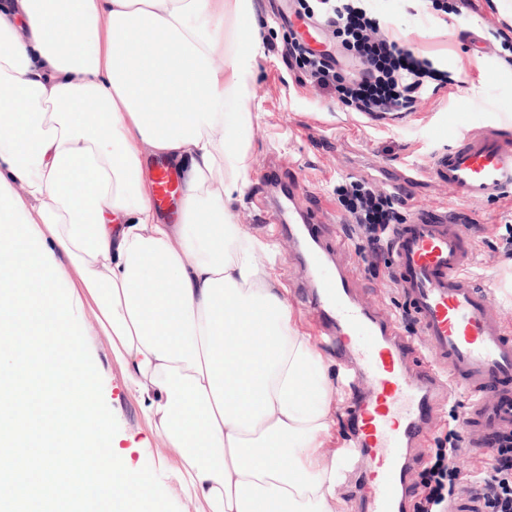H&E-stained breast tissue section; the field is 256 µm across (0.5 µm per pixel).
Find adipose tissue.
Returning <instances> with one entry per match:
<instances>
[{"label": "adipose tissue", "mask_w": 512, "mask_h": 512, "mask_svg": "<svg viewBox=\"0 0 512 512\" xmlns=\"http://www.w3.org/2000/svg\"><path fill=\"white\" fill-rule=\"evenodd\" d=\"M263 42L258 0H0V512H159L111 443L89 334L194 512H338L325 361L234 222ZM153 156L181 175L173 222ZM72 272L91 322L58 293Z\"/></svg>", "instance_id": "adipose-tissue-1"}]
</instances>
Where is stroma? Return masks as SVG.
<instances>
[{
  "instance_id": "1",
  "label": "stroma",
  "mask_w": 512,
  "mask_h": 512,
  "mask_svg": "<svg viewBox=\"0 0 512 512\" xmlns=\"http://www.w3.org/2000/svg\"><path fill=\"white\" fill-rule=\"evenodd\" d=\"M266 20L265 57L249 105L256 120L251 131V185L235 205L237 224L273 241L268 261L279 287L304 332L314 336L330 361L336 388L335 451H343L351 429L347 409L350 363L320 334L319 314L300 292L302 269L288 234V214L280 203L292 192L297 210L312 219L320 242L334 249L335 264L354 282L358 303L387 320H400L406 302L387 269L372 271L345 221L336 190L360 178L396 188L408 211L454 209L475 216L471 229L475 276L492 285L497 314L512 332V259L504 246L512 239V193L497 201H461L456 189L428 170L433 156L461 132L454 116L466 113L470 127L494 122L512 129V0H469L462 11H435L430 0H370L385 35L412 45L447 72V81L414 109L398 117L355 112L335 95L317 89L282 57L286 30L273 23L281 0H261ZM99 406L109 417L114 442L127 464L155 483L163 494L161 512H187L174 475L177 461L162 446L144 417L139 399L127 387L125 366L112 354L107 337L84 339ZM477 388L437 393L424 440L411 451L408 504L421 497L420 476L448 433L449 411L468 403Z\"/></svg>"
}]
</instances>
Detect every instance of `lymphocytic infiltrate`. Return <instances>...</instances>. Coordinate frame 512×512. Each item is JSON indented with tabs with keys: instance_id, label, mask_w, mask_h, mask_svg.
I'll list each match as a JSON object with an SVG mask.
<instances>
[{
	"instance_id": "lymphocytic-infiltrate-1",
	"label": "lymphocytic infiltrate",
	"mask_w": 512,
	"mask_h": 512,
	"mask_svg": "<svg viewBox=\"0 0 512 512\" xmlns=\"http://www.w3.org/2000/svg\"><path fill=\"white\" fill-rule=\"evenodd\" d=\"M299 17L332 30L348 51L366 60L365 72L344 77L337 72L331 55L314 52L295 38L288 41L287 54L307 80L318 89L335 93L355 111L367 115L410 111L431 82L445 78L444 72L413 48L378 37L379 21L349 0H314ZM340 202L361 238L362 252L375 259L389 255L391 233L406 221L396 207L394 192L376 181L361 179L341 190ZM450 418L447 445L436 449L424 472L418 512H448L464 495L477 512H512V431L497 435L492 475L466 479L456 465L463 420L456 412Z\"/></svg>"
}]
</instances>
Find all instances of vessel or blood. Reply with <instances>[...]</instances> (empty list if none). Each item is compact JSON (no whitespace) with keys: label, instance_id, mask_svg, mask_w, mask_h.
I'll return each mask as SVG.
<instances>
[{"label":"vessel or blood","instance_id":"obj_1","mask_svg":"<svg viewBox=\"0 0 512 512\" xmlns=\"http://www.w3.org/2000/svg\"><path fill=\"white\" fill-rule=\"evenodd\" d=\"M431 171L455 186L460 199H498L512 192V138L496 126L469 130L435 156ZM154 181L155 202L165 206L178 190L167 165H157ZM295 232L306 242L311 302L337 350L358 357L355 371L371 385L351 409L366 512H399L407 451L422 434L440 385L436 368L445 369L454 386H482L483 398L464 409L468 425L512 430V397L500 392L501 382L512 380V340L502 331L489 290L467 275L473 263L470 232L455 215L438 221L412 217L394 236L396 279L430 340L435 365L418 376L407 372L392 327L356 304L349 280L329 268L310 224L297 225Z\"/></svg>","mask_w":512,"mask_h":512}]
</instances>
